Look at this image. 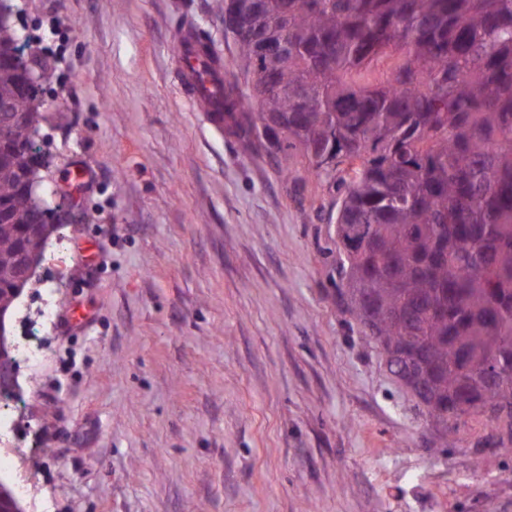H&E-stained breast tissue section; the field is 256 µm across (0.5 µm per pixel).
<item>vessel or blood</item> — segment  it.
Listing matches in <instances>:
<instances>
[{"label":"vessel or blood","instance_id":"obj_1","mask_svg":"<svg viewBox=\"0 0 512 512\" xmlns=\"http://www.w3.org/2000/svg\"><path fill=\"white\" fill-rule=\"evenodd\" d=\"M179 51L183 72L195 99L206 102L208 111H223V66L204 56L196 46L192 32L180 33Z\"/></svg>","mask_w":512,"mask_h":512}]
</instances>
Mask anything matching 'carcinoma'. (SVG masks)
Here are the masks:
<instances>
[{
  "label": "carcinoma",
  "mask_w": 512,
  "mask_h": 512,
  "mask_svg": "<svg viewBox=\"0 0 512 512\" xmlns=\"http://www.w3.org/2000/svg\"><path fill=\"white\" fill-rule=\"evenodd\" d=\"M239 74L224 111L246 149L298 157L335 193L336 297L406 377L440 427L437 446L481 417L512 444V0H224ZM24 44L0 24V312L23 289L16 256L43 259L61 227L22 185L38 175L39 122ZM281 87L259 94L255 78ZM373 228L376 248L352 243Z\"/></svg>",
  "instance_id": "obj_1"
}]
</instances>
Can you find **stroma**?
<instances>
[{
    "label": "stroma",
    "instance_id": "1",
    "mask_svg": "<svg viewBox=\"0 0 512 512\" xmlns=\"http://www.w3.org/2000/svg\"><path fill=\"white\" fill-rule=\"evenodd\" d=\"M52 71L42 201L69 199L44 361L14 405L24 512H512V454L452 448L338 309L332 194L217 128L182 82L218 0H14ZM93 177L76 183L73 167Z\"/></svg>",
    "mask_w": 512,
    "mask_h": 512
}]
</instances>
